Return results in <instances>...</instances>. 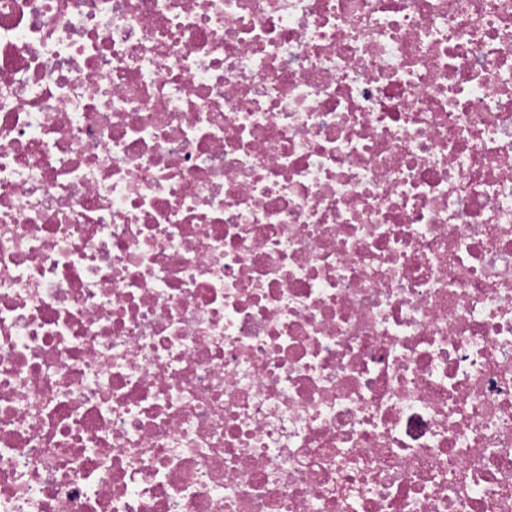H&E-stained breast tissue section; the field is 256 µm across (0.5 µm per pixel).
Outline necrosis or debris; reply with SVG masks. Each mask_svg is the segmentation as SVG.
<instances>
[{
    "mask_svg": "<svg viewBox=\"0 0 512 512\" xmlns=\"http://www.w3.org/2000/svg\"><path fill=\"white\" fill-rule=\"evenodd\" d=\"M0 512H512V0H0Z\"/></svg>",
    "mask_w": 512,
    "mask_h": 512,
    "instance_id": "1",
    "label": "necrosis or debris"
}]
</instances>
